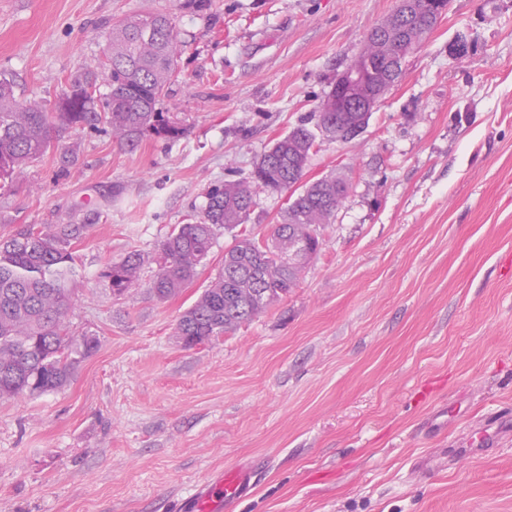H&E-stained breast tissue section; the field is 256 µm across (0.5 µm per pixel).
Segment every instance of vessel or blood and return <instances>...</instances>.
I'll return each mask as SVG.
<instances>
[{"mask_svg":"<svg viewBox=\"0 0 512 512\" xmlns=\"http://www.w3.org/2000/svg\"><path fill=\"white\" fill-rule=\"evenodd\" d=\"M254 468L239 464L196 485L182 504L183 512H233L235 505L250 495Z\"/></svg>","mask_w":512,"mask_h":512,"instance_id":"b4317fda","label":"vessel or blood"}]
</instances>
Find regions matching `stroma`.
Masks as SVG:
<instances>
[{
    "mask_svg": "<svg viewBox=\"0 0 512 512\" xmlns=\"http://www.w3.org/2000/svg\"><path fill=\"white\" fill-rule=\"evenodd\" d=\"M397 0H0V76L60 97L115 22L171 16L183 44L163 111L188 128L130 149L74 127L0 192V238L86 224L75 334L98 347L61 390L0 399V512H177L216 470L256 462L235 512H512V0H449L348 142L318 136L306 181L350 178L297 285L188 349L180 315L218 275L157 299L101 279L155 254L315 111ZM465 40V54L454 52ZM79 144L75 163L62 162Z\"/></svg>",
    "mask_w": 512,
    "mask_h": 512,
    "instance_id": "stroma-1",
    "label": "stroma"
}]
</instances>
